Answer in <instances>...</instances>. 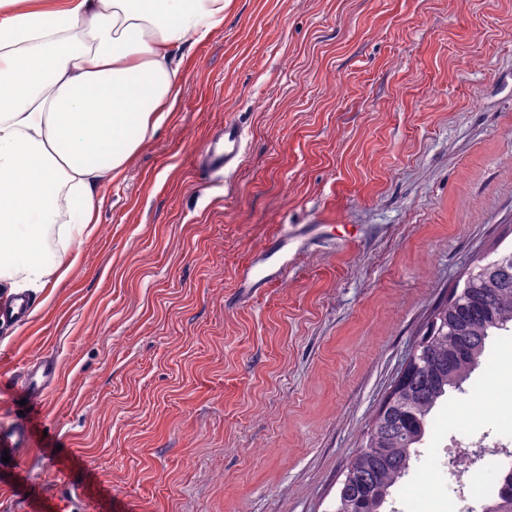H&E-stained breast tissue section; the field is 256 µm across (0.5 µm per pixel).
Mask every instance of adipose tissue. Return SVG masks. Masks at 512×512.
Listing matches in <instances>:
<instances>
[{
    "instance_id": "adipose-tissue-1",
    "label": "adipose tissue",
    "mask_w": 512,
    "mask_h": 512,
    "mask_svg": "<svg viewBox=\"0 0 512 512\" xmlns=\"http://www.w3.org/2000/svg\"><path fill=\"white\" fill-rule=\"evenodd\" d=\"M228 0H0V296L60 282Z\"/></svg>"
}]
</instances>
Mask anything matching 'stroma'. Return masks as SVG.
<instances>
[{"label":"stroma","mask_w":512,"mask_h":512,"mask_svg":"<svg viewBox=\"0 0 512 512\" xmlns=\"http://www.w3.org/2000/svg\"><path fill=\"white\" fill-rule=\"evenodd\" d=\"M176 112L103 182L97 224L0 323V512H335L433 310L512 250V0H231L184 50ZM245 126L234 170L200 155ZM285 276L239 274L284 230ZM61 371L22 415L30 360ZM512 413V327L433 410L384 512H470L445 465ZM412 496H405V486Z\"/></svg>","instance_id":"obj_1"}]
</instances>
